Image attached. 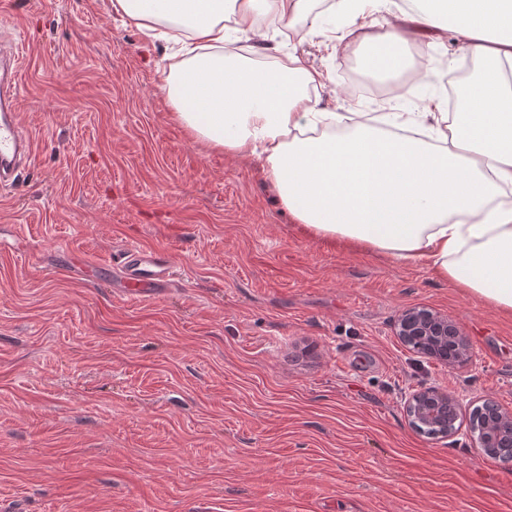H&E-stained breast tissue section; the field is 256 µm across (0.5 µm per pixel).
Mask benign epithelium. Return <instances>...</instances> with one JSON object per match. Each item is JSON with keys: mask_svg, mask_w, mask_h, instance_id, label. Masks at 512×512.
Here are the masks:
<instances>
[{"mask_svg": "<svg viewBox=\"0 0 512 512\" xmlns=\"http://www.w3.org/2000/svg\"><path fill=\"white\" fill-rule=\"evenodd\" d=\"M396 335L401 339L415 337L426 341L433 350L455 343L457 361L465 364L470 359V341L459 327L447 317L428 309L413 308L405 311L397 324ZM461 414L459 401L451 394L428 389L411 394L406 402V415L410 423H425L443 427L448 433L456 431L455 424ZM486 457L497 459L501 449L512 447V434L505 437L498 431L485 429L479 440Z\"/></svg>", "mask_w": 512, "mask_h": 512, "instance_id": "benign-epithelium-1", "label": "benign epithelium"}]
</instances>
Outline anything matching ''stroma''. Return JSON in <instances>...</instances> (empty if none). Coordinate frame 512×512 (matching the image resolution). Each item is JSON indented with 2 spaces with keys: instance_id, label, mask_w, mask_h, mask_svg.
Listing matches in <instances>:
<instances>
[{
  "instance_id": "35a3bbf8",
  "label": "stroma",
  "mask_w": 512,
  "mask_h": 512,
  "mask_svg": "<svg viewBox=\"0 0 512 512\" xmlns=\"http://www.w3.org/2000/svg\"><path fill=\"white\" fill-rule=\"evenodd\" d=\"M0 35L26 49L16 112L32 139L0 191V505L27 512H512V463L470 431L486 399L512 412V316L421 264L301 235L263 180L191 137L156 84L167 43L112 0H0ZM254 42L328 77L323 112L448 103L479 63L452 36L415 35L395 75L335 52L298 17ZM431 71L421 80L418 69ZM128 243L168 254L172 288L131 298L107 265ZM426 308L468 336L451 366L397 336ZM457 397L448 436L410 425L405 400Z\"/></svg>"
}]
</instances>
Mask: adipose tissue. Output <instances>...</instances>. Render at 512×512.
<instances>
[{
  "label": "adipose tissue",
  "mask_w": 512,
  "mask_h": 512,
  "mask_svg": "<svg viewBox=\"0 0 512 512\" xmlns=\"http://www.w3.org/2000/svg\"><path fill=\"white\" fill-rule=\"evenodd\" d=\"M303 0H113L143 33L167 27L177 63L157 69L174 119L211 149L258 158L282 208L302 233L396 261L424 264L512 314V0H436L454 39L481 62L458 111L322 112L312 91L325 74L296 56L233 66L224 46L292 23ZM394 0H337L371 44L366 65L395 73L428 10L401 11L376 31Z\"/></svg>",
  "instance_id": "1"
}]
</instances>
